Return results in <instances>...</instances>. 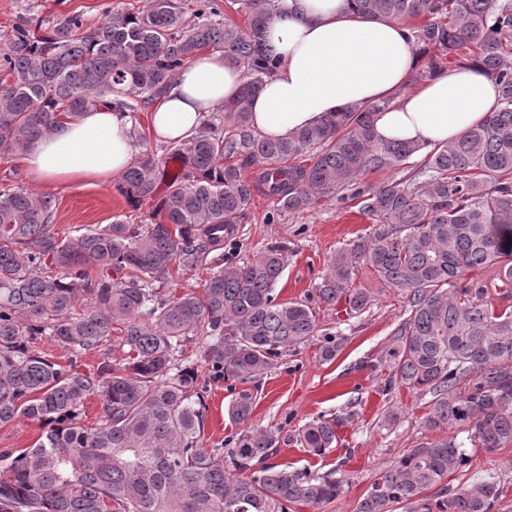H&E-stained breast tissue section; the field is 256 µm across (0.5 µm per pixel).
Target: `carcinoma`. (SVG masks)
<instances>
[{
    "mask_svg": "<svg viewBox=\"0 0 512 512\" xmlns=\"http://www.w3.org/2000/svg\"><path fill=\"white\" fill-rule=\"evenodd\" d=\"M367 16L408 25L426 58L414 81L447 64L481 68L500 87L497 107L457 141L427 152L410 176L365 187L368 170L397 168L423 147L383 142L354 105L286 139L249 125L252 95L273 58L262 33L278 0H241L247 25L217 21L216 0H146L107 9L95 27L77 12L50 25L24 18L0 36V160L24 156L62 117L104 99L131 113L152 103L199 51L238 64L241 96L202 122L166 157L145 151L115 184L151 223L117 220L78 235L53 223V201L20 185L0 187V424L23 418L43 432L25 449L0 450V512H295L340 499L346 481L271 461L278 433L243 430L228 449L202 447L207 407L199 383H249L291 346L317 334L307 301H280L287 246L242 262L232 253L254 192L276 210L301 211L342 191L379 224L338 251L315 288L317 302L368 298L352 287L368 267L402 292L406 317L388 350V386L430 396L423 427L447 436L410 449L381 471L354 512H492L495 478L434 500L424 491L468 465L467 447L512 444V309H498L476 273L512 286V0H354ZM424 17L421 24L413 20ZM176 159L179 168L164 169ZM245 166L259 167L250 180ZM166 191L158 195L160 181ZM211 271L203 291L176 294L172 267ZM125 351L81 370L78 360L112 342ZM69 350L67 363L36 344ZM195 344L199 352L188 353ZM101 403L95 425L87 403ZM236 392L230 415L255 407ZM337 422L301 426V449L336 447Z\"/></svg>",
    "mask_w": 512,
    "mask_h": 512,
    "instance_id": "cac0c4a2",
    "label": "carcinoma"
}]
</instances>
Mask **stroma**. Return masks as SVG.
Wrapping results in <instances>:
<instances>
[{"instance_id": "stroma-1", "label": "stroma", "mask_w": 512, "mask_h": 512, "mask_svg": "<svg viewBox=\"0 0 512 512\" xmlns=\"http://www.w3.org/2000/svg\"><path fill=\"white\" fill-rule=\"evenodd\" d=\"M119 0H0V32L11 29L20 18L35 16L55 21L70 12L82 13L87 24L98 25L107 7ZM38 194L51 197L54 221L70 230L106 225L125 217L148 220L147 209L132 210L113 186L77 183L41 186ZM273 205L256 194L241 226L240 258L274 243L286 244L287 265L277 284L279 300L297 301L313 293L319 276L334 254L357 237L373 233L375 224L362 213L357 201L337 202L319 198L302 211H280L266 222ZM354 287L368 295V305L358 314L344 304L316 307L318 332L305 344L290 348L277 366L258 382L256 405L246 427L278 431L277 461L319 473H334L348 480L346 494L336 502L303 512H353L357 501L377 474L391 466L409 449L438 439V432L423 428L421 419L428 399L404 387L386 389L388 373L383 360L393 331L405 316L400 291L385 288L367 267H358ZM333 336L342 346L331 360L322 358L321 344ZM208 412L203 444L216 448L227 443L237 430L228 408L232 395L226 384L210 385L205 396ZM398 409L399 420L384 424L383 415ZM322 416L338 420V444L325 457L304 453L295 431L308 420ZM465 468L448 475L441 486L449 490L497 475L502 495L493 512H512V444L493 451L473 448Z\"/></svg>"}]
</instances>
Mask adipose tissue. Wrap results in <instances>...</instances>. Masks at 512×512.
<instances>
[{"label":"adipose tissue","instance_id":"obj_1","mask_svg":"<svg viewBox=\"0 0 512 512\" xmlns=\"http://www.w3.org/2000/svg\"><path fill=\"white\" fill-rule=\"evenodd\" d=\"M275 69L250 101V124L283 139L358 104H383L374 130L382 141L432 148L482 123L496 106V83L476 66H455L412 86L416 44L400 22L375 19L350 0H279L266 23ZM241 67L200 51L152 105L155 135L190 139L207 115L240 95ZM128 111L112 104L81 112L42 137L23 157L38 185H107L135 160Z\"/></svg>","mask_w":512,"mask_h":512}]
</instances>
